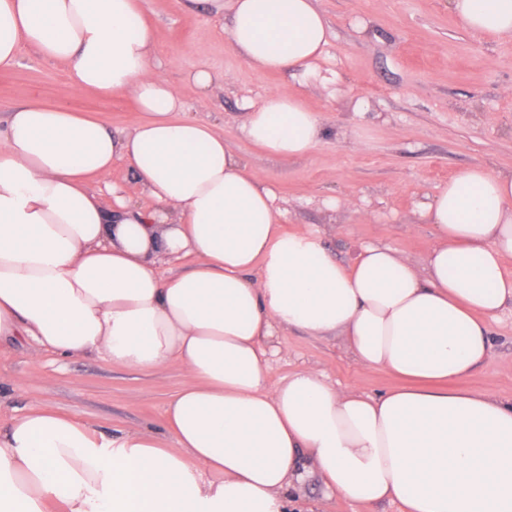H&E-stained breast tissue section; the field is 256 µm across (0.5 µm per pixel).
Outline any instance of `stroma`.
<instances>
[{
  "label": "stroma",
  "mask_w": 512,
  "mask_h": 512,
  "mask_svg": "<svg viewBox=\"0 0 512 512\" xmlns=\"http://www.w3.org/2000/svg\"><path fill=\"white\" fill-rule=\"evenodd\" d=\"M331 36L315 73L262 72L243 62L212 21L187 0H144L155 30L162 73L186 105L217 131L274 188L284 228L323 230L328 248L350 261L375 242L422 259L434 243L418 217L462 170L481 163L512 169V40L493 41L469 31L448 0H318ZM223 72V84L201 92L185 75L198 65ZM298 92L320 113L324 135L305 157H272L239 131L243 107L278 89ZM62 107L127 131L143 114L131 98L103 97L71 86L62 66L23 50L0 70V119L28 103ZM343 200L328 211L324 202ZM494 354L455 382L458 390L512 397V313L492 326ZM272 382L301 368L324 371L340 387L375 395L405 379L364 371L344 337L310 336L297 329L277 336ZM178 364L141 373L103 359L34 353L27 343L0 344V432L31 406L53 407L107 434L149 429L165 437L164 405L185 383ZM315 512H401L399 502L357 506L315 484L297 490Z\"/></svg>",
  "instance_id": "1"
}]
</instances>
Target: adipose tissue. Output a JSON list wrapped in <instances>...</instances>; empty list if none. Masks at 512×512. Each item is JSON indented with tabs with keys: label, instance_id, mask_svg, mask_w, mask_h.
Here are the masks:
<instances>
[{
	"label": "adipose tissue",
	"instance_id": "1",
	"mask_svg": "<svg viewBox=\"0 0 512 512\" xmlns=\"http://www.w3.org/2000/svg\"><path fill=\"white\" fill-rule=\"evenodd\" d=\"M192 2L258 70L311 72L325 54L316 0ZM448 6L470 31L512 39V0ZM25 47L144 118L118 134L26 104L0 123V341L139 371L174 362L188 381L165 403V442L47 406L14 418L0 512H288L312 476L402 512H512V399L449 387L492 357L489 322L512 305V171L471 167L439 189L421 209L434 235L422 263L380 245L344 263L322 232L283 231L275 190L186 113L142 0H0V69ZM239 129L279 158L323 137L320 114L285 89L246 106ZM117 162L153 209L104 206ZM291 328L345 336L358 367L409 383L372 396L307 367L271 384Z\"/></svg>",
	"mask_w": 512,
	"mask_h": 512
}]
</instances>
